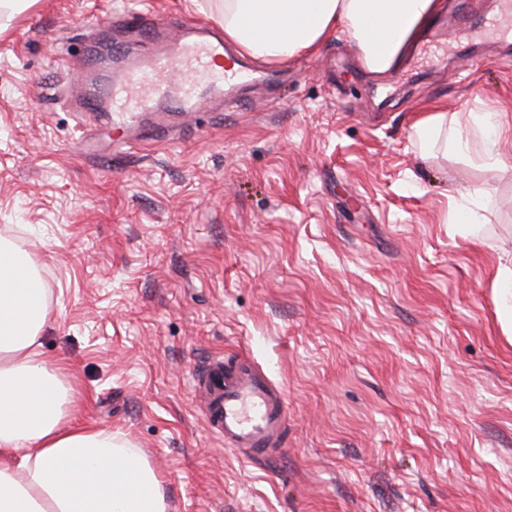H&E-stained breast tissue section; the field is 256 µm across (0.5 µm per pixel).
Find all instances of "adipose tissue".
I'll return each mask as SVG.
<instances>
[{
  "mask_svg": "<svg viewBox=\"0 0 512 512\" xmlns=\"http://www.w3.org/2000/svg\"><path fill=\"white\" fill-rule=\"evenodd\" d=\"M436 0H224L225 40L282 60L347 32L371 71L407 52ZM485 135L451 141L472 165L512 167ZM47 290L33 259L0 243V512H169L161 479L127 440L86 428L63 366L41 356Z\"/></svg>",
  "mask_w": 512,
  "mask_h": 512,
  "instance_id": "1",
  "label": "adipose tissue"
}]
</instances>
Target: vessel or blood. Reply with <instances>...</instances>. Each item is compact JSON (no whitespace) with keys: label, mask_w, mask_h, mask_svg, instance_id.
<instances>
[{"label":"vessel or blood","mask_w":512,"mask_h":512,"mask_svg":"<svg viewBox=\"0 0 512 512\" xmlns=\"http://www.w3.org/2000/svg\"><path fill=\"white\" fill-rule=\"evenodd\" d=\"M135 37L114 44L110 77L84 95L80 109L105 112L115 128L132 132L141 122L165 126L172 113L209 111L225 92L250 88L256 76L245 61L225 48L204 22L159 31L141 12L126 15ZM500 38H512V0H501L487 22ZM149 52H140V42ZM198 396L208 428L227 449L264 454L284 445L287 399L281 387L242 356L214 357L200 372Z\"/></svg>","instance_id":"vessel-or-blood-1"}]
</instances>
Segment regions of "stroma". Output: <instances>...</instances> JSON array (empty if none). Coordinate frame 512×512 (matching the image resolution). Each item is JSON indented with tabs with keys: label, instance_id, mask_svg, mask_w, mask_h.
Here are the masks:
<instances>
[{
	"label": "stroma",
	"instance_id": "stroma-1",
	"mask_svg": "<svg viewBox=\"0 0 512 512\" xmlns=\"http://www.w3.org/2000/svg\"><path fill=\"white\" fill-rule=\"evenodd\" d=\"M168 27L221 0H150ZM131 0H18L0 14V239L49 290L41 351L91 396L81 423L126 437L171 512H512V168L422 151L415 124L498 114L512 61L481 22L496 0H442L371 72L347 37L259 62L266 91L142 128L114 148L75 111ZM481 193L483 221L455 222ZM242 352L285 391L276 453L248 460L205 425L195 378Z\"/></svg>",
	"mask_w": 512,
	"mask_h": 512
}]
</instances>
